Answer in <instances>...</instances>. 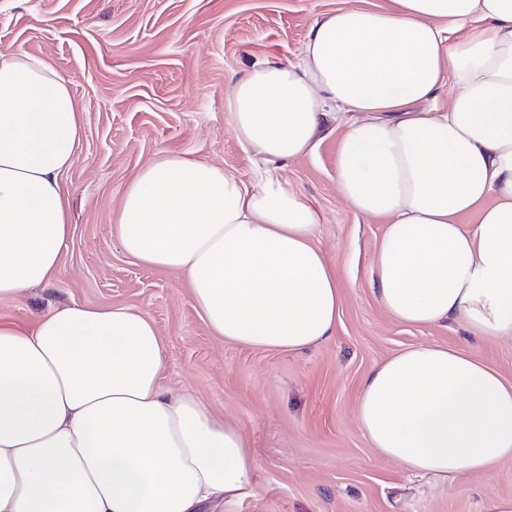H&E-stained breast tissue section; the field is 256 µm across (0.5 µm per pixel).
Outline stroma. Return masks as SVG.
<instances>
[{
  "mask_svg": "<svg viewBox=\"0 0 512 512\" xmlns=\"http://www.w3.org/2000/svg\"><path fill=\"white\" fill-rule=\"evenodd\" d=\"M393 0H0V51L42 56L65 77L81 114L76 159L60 177L70 234L48 284L0 298V319L30 328L78 303L140 309L164 346L162 384L189 393L250 439L249 496L224 512H494L512 504V461L453 482L411 473L371 447L355 416L366 374L418 345L473 353L512 383V340L486 342L459 323L393 320L370 285L382 220L356 214L336 188V156L351 114L337 113L315 148L263 163L236 139L232 83L264 62L297 63L313 23ZM206 161L254 189L313 207V240L342 295L333 335L296 353L214 336L185 277L128 255L114 234L124 189L157 156Z\"/></svg>",
  "mask_w": 512,
  "mask_h": 512,
  "instance_id": "stroma-1",
  "label": "stroma"
}]
</instances>
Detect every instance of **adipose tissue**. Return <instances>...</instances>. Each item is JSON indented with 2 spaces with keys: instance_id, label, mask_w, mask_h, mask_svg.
Returning a JSON list of instances; mask_svg holds the SVG:
<instances>
[{
  "instance_id": "obj_1",
  "label": "adipose tissue",
  "mask_w": 512,
  "mask_h": 512,
  "mask_svg": "<svg viewBox=\"0 0 512 512\" xmlns=\"http://www.w3.org/2000/svg\"><path fill=\"white\" fill-rule=\"evenodd\" d=\"M395 3L332 13L299 63L235 80L232 129L286 162L313 149L333 108L356 113L336 188L386 221L371 259L378 304L403 324L512 339V0ZM448 81V111H425ZM81 130L66 79L25 50L0 52V298L57 272L70 230L59 177ZM318 224L282 191L163 154L127 184L115 232L143 264L185 276L215 336L298 352L332 335L341 305ZM163 363L139 309L72 303L27 331L0 324V512H207L248 495V438L166 390ZM355 415L372 448L418 474L451 481L512 459V384L462 350L391 356Z\"/></svg>"
}]
</instances>
